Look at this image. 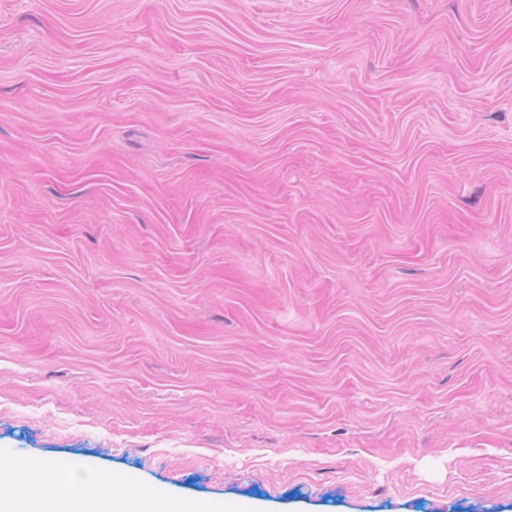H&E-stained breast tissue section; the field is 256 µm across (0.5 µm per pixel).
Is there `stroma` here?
Masks as SVG:
<instances>
[{
  "mask_svg": "<svg viewBox=\"0 0 512 512\" xmlns=\"http://www.w3.org/2000/svg\"><path fill=\"white\" fill-rule=\"evenodd\" d=\"M1 449L512 512V0H0Z\"/></svg>",
  "mask_w": 512,
  "mask_h": 512,
  "instance_id": "1",
  "label": "stroma"
}]
</instances>
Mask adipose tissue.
Returning a JSON list of instances; mask_svg holds the SVG:
<instances>
[{
	"instance_id": "1",
	"label": "adipose tissue",
	"mask_w": 512,
	"mask_h": 512,
	"mask_svg": "<svg viewBox=\"0 0 512 512\" xmlns=\"http://www.w3.org/2000/svg\"><path fill=\"white\" fill-rule=\"evenodd\" d=\"M71 467L32 459H0V512H222L205 503L171 506L152 492L122 494L111 473L73 483Z\"/></svg>"
}]
</instances>
